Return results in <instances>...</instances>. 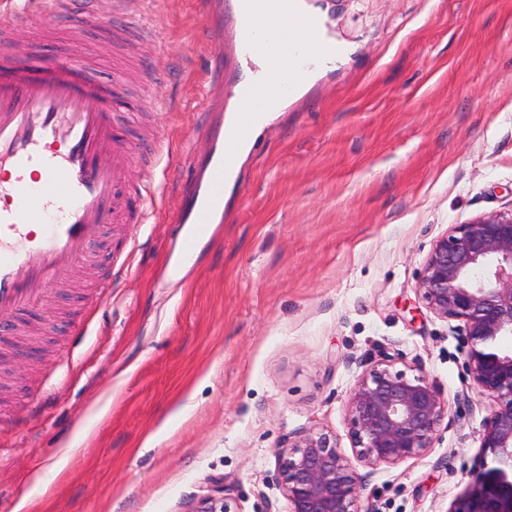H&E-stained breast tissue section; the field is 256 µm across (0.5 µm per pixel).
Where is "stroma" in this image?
<instances>
[{
  "instance_id": "obj_1",
  "label": "stroma",
  "mask_w": 512,
  "mask_h": 512,
  "mask_svg": "<svg viewBox=\"0 0 512 512\" xmlns=\"http://www.w3.org/2000/svg\"><path fill=\"white\" fill-rule=\"evenodd\" d=\"M203 2L124 0L117 15L93 0L110 29L80 28L77 6L40 50L51 63L106 46L95 68L118 131L145 146L125 180L146 217L105 231L94 269L19 316L42 336L0 366V512H185L217 484L239 512H288L278 449L323 430L351 454L350 392L386 357L423 369L448 416L424 456L359 467L361 506L448 512L479 471L492 403L417 286L442 235L512 209V0H302L348 52L265 122L188 264L171 217L237 109L228 93L202 110L216 25L225 88L243 77L232 12Z\"/></svg>"
}]
</instances>
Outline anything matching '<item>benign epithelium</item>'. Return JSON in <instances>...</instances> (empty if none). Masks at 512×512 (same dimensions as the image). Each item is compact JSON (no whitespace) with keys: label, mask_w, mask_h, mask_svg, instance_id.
<instances>
[{"label":"benign epithelium","mask_w":512,"mask_h":512,"mask_svg":"<svg viewBox=\"0 0 512 512\" xmlns=\"http://www.w3.org/2000/svg\"><path fill=\"white\" fill-rule=\"evenodd\" d=\"M438 317L459 322L472 388L494 402L481 440L482 468L449 512H512V210L457 224L440 237L418 281ZM353 458L336 437L309 431L278 451V484L288 512H362L365 467L395 466L433 447L448 404L418 368L409 375L393 360L373 365L347 403ZM185 512H239L216 488Z\"/></svg>","instance_id":"obj_1"}]
</instances>
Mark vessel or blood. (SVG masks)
Wrapping results in <instances>:
<instances>
[{
  "instance_id": "obj_1",
  "label": "vessel or blood",
  "mask_w": 512,
  "mask_h": 512,
  "mask_svg": "<svg viewBox=\"0 0 512 512\" xmlns=\"http://www.w3.org/2000/svg\"><path fill=\"white\" fill-rule=\"evenodd\" d=\"M232 11L238 28L249 31L234 44L237 59L249 62L264 54L298 65L304 49L324 60L323 48L313 44L317 20L302 12L298 0H233ZM32 14L28 0L1 7L0 42L9 43ZM284 22L293 35L286 43L278 33ZM89 54L78 43L69 58L46 68L32 63L0 69V171L14 174L7 188L12 206L0 211V316L43 300L59 274L80 265L104 229L119 220L120 160L133 146L114 133L107 107L112 89L88 68ZM209 88L206 111H223V67L210 70ZM258 118L255 112L237 113L228 138L206 158L209 177L191 203L197 224L213 223L235 167L237 142ZM104 154L116 157V164L102 166ZM34 164L43 171L38 185L25 176ZM34 224L41 232H31Z\"/></svg>"
}]
</instances>
